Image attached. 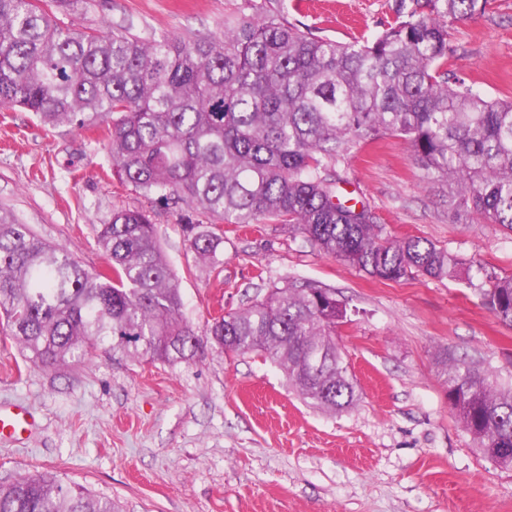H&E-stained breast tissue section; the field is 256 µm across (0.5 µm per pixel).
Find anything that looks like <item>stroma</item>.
I'll use <instances>...</instances> for the list:
<instances>
[{
    "label": "stroma",
    "instance_id": "35a3bbf8",
    "mask_svg": "<svg viewBox=\"0 0 512 512\" xmlns=\"http://www.w3.org/2000/svg\"><path fill=\"white\" fill-rule=\"evenodd\" d=\"M400 0H92L88 28L218 37L228 15L261 5L303 32L371 38ZM448 68L512 99V0L451 22ZM97 134L51 129L0 106V210L87 270L106 266L94 228L114 208L150 207L177 277L184 316H210L265 297L288 278L332 289L347 309L336 332L360 393L350 410L305 403L259 353L203 343L174 365L98 350L50 368L25 360L0 332V405L25 406L36 426L0 440V484L51 473L123 512H512V470L494 465L458 423L444 363L463 358L512 384V325L485 310L467 277L380 281L276 224L224 230L219 270L190 251L175 207L155 206L107 171ZM345 198L366 204L392 238L420 237L512 275V230L454 224L441 186L423 181L407 143L355 146L336 168Z\"/></svg>",
    "mask_w": 512,
    "mask_h": 512
}]
</instances>
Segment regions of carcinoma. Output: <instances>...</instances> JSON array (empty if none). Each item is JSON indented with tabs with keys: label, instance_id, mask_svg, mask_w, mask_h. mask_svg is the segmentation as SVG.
I'll list each match as a JSON object with an SVG mask.
<instances>
[{
	"label": "carcinoma",
	"instance_id": "carcinoma-1",
	"mask_svg": "<svg viewBox=\"0 0 512 512\" xmlns=\"http://www.w3.org/2000/svg\"><path fill=\"white\" fill-rule=\"evenodd\" d=\"M81 0H0V105L48 127L102 128L110 172L181 211L196 259L219 265L222 226L282 224L325 254L387 281L455 278L462 261L417 237L391 239L372 212L340 201L336 165L363 142L402 138L423 179L448 189L453 223L480 218L512 230V101L452 78L448 19L489 0H400L372 39L317 38L256 9L224 18L218 38L126 29L104 34L65 22ZM108 261L83 268L0 210V330L45 367L100 348L131 360L192 358L201 339L183 317L178 282L154 212L118 207L96 228ZM482 306L512 325V275L479 267ZM347 322L334 293L290 279L252 306L207 323L211 343L259 351L304 400L329 412L357 401L336 345ZM443 385L457 421L497 466L512 449V386L455 359ZM0 512H119L110 497L33 474L0 485Z\"/></svg>",
	"mask_w": 512,
	"mask_h": 512
}]
</instances>
